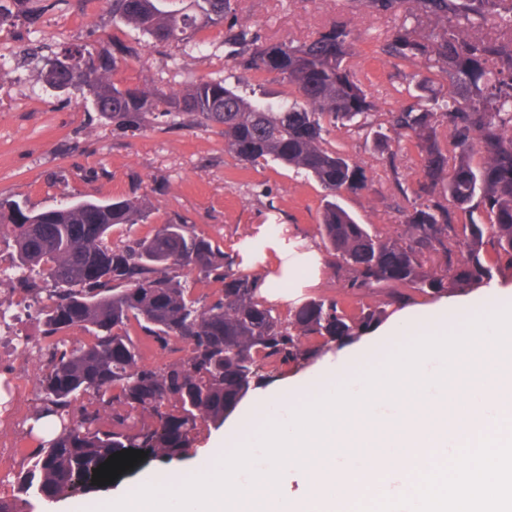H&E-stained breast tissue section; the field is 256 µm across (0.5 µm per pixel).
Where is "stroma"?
<instances>
[{"instance_id":"stroma-1","label":"stroma","mask_w":512,"mask_h":512,"mask_svg":"<svg viewBox=\"0 0 512 512\" xmlns=\"http://www.w3.org/2000/svg\"><path fill=\"white\" fill-rule=\"evenodd\" d=\"M240 17L272 41H303L332 25L342 24L354 37L355 71L382 109L403 100L399 67L383 52L385 38L403 21L402 13L376 14L368 0H235ZM38 40L58 47L80 40L135 46L138 54L120 62L119 85L150 80L155 88H181L202 75L224 78L246 90L248 79L224 52V28L200 31L196 39L205 54L177 45L149 43L141 33L109 24L105 0H58L42 19ZM28 37L23 24L0 29V198L9 197L34 211L55 207L64 196L110 200L134 193L149 195L154 213L148 223L117 225L113 241L141 236L178 213L197 233L239 253L241 267L260 278L276 270L272 239L318 262L323 257L317 234L324 189L304 173L269 163L245 165L224 151L218 129L178 127L153 118L140 129L120 133L111 121L66 102L46 90L35 65L24 62L20 49ZM331 144L363 167L372 179L369 190L341 199L359 223L394 231L408 202L389 182L384 167L364 137L331 129ZM101 170L98 180L85 169Z\"/></svg>"}]
</instances>
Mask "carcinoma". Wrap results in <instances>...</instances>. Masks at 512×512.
<instances>
[{
    "instance_id": "1",
    "label": "carcinoma",
    "mask_w": 512,
    "mask_h": 512,
    "mask_svg": "<svg viewBox=\"0 0 512 512\" xmlns=\"http://www.w3.org/2000/svg\"><path fill=\"white\" fill-rule=\"evenodd\" d=\"M108 2L112 24L157 44L186 46L201 29L225 25L224 47L242 70L276 74L293 99H252L207 76L170 93L147 83L120 88L112 80L119 58L137 55L127 45L55 51L30 42L22 54L40 64L42 82L117 130L139 129L150 116L215 127L237 161L276 162L314 178L326 191L317 234L337 294L282 313L262 296L261 278L179 215L112 242L113 226L147 222L144 196L76 199L41 212L0 198V237L10 236L12 263L23 272L16 287L31 299L41 335L91 336L48 347L34 420H50L56 436L22 453L0 512L102 490L93 469L124 449L146 452L136 471L183 459L201 428L224 425L263 371L298 368L355 341L387 308L416 295L448 296L512 275V0H369L377 12H404L384 53L429 72L410 100L384 113L356 77L345 26L271 42L239 19L232 0ZM53 7L0 0V27L21 18L35 32ZM337 126L372 137L388 179L413 194L394 232L357 223L337 201L369 183L365 169L328 141ZM403 141L420 157L411 189L399 165ZM191 282L221 288L197 295ZM365 293L381 299L347 312V300ZM150 345L169 359L143 364L140 347Z\"/></svg>"
}]
</instances>
